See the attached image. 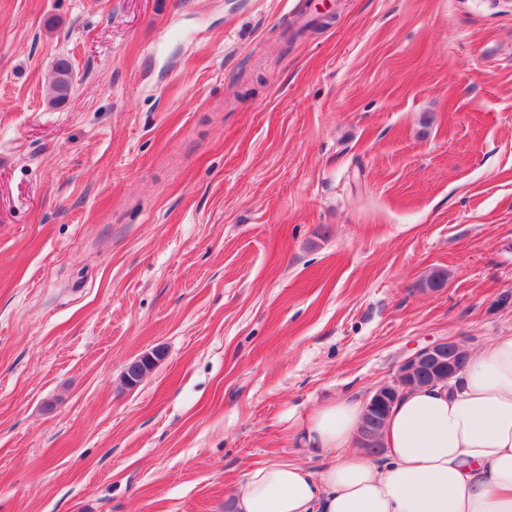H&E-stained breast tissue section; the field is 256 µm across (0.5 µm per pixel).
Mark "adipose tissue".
<instances>
[{"mask_svg": "<svg viewBox=\"0 0 512 512\" xmlns=\"http://www.w3.org/2000/svg\"><path fill=\"white\" fill-rule=\"evenodd\" d=\"M363 413L347 398L288 410L325 463L251 468L233 512H512V333L471 352L448 386L406 392L385 423L383 461L354 448Z\"/></svg>", "mask_w": 512, "mask_h": 512, "instance_id": "ef3b65f1", "label": "adipose tissue"}]
</instances>
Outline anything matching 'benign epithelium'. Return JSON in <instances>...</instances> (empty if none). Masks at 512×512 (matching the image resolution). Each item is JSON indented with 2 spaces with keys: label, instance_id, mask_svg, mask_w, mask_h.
Segmentation results:
<instances>
[{
  "label": "benign epithelium",
  "instance_id": "7a95c632",
  "mask_svg": "<svg viewBox=\"0 0 512 512\" xmlns=\"http://www.w3.org/2000/svg\"><path fill=\"white\" fill-rule=\"evenodd\" d=\"M459 355L458 343L453 339L432 343L415 351L412 355L404 358L397 367L394 378L390 382H385L375 389L373 395L367 403V413H373V410L382 403H390L399 398L401 391L412 384L428 372L440 369H455V363Z\"/></svg>",
  "mask_w": 512,
  "mask_h": 512
}]
</instances>
